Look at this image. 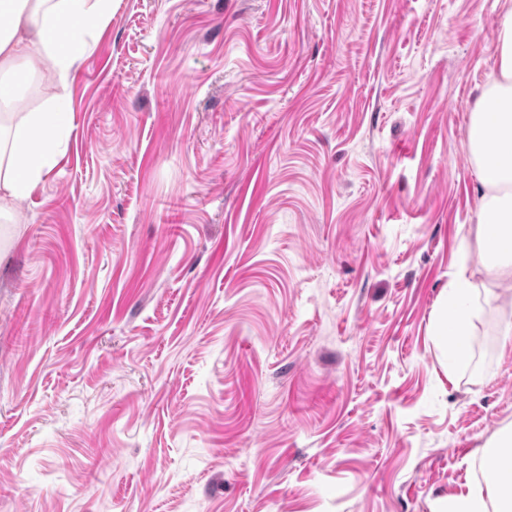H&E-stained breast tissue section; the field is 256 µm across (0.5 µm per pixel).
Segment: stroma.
<instances>
[{
    "label": "stroma",
    "mask_w": 512,
    "mask_h": 512,
    "mask_svg": "<svg viewBox=\"0 0 512 512\" xmlns=\"http://www.w3.org/2000/svg\"><path fill=\"white\" fill-rule=\"evenodd\" d=\"M499 0H112L0 226V512H432L512 432V315L428 333Z\"/></svg>",
    "instance_id": "obj_1"
}]
</instances>
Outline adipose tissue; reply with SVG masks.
Returning a JSON list of instances; mask_svg holds the SVG:
<instances>
[{"mask_svg": "<svg viewBox=\"0 0 512 512\" xmlns=\"http://www.w3.org/2000/svg\"><path fill=\"white\" fill-rule=\"evenodd\" d=\"M494 70L469 111L466 145L482 188L473 239H461L457 272L435 304L430 334L443 367L466 363L471 325L483 302L512 288V0H503ZM0 221L20 223L21 206L54 163L58 131L71 120L69 83L112 18V0H0ZM35 76L57 94L44 112L15 113L19 80ZM492 282L478 290L473 265ZM448 512H512V462L493 487L469 485Z\"/></svg>", "mask_w": 512, "mask_h": 512, "instance_id": "1", "label": "adipose tissue"}]
</instances>
